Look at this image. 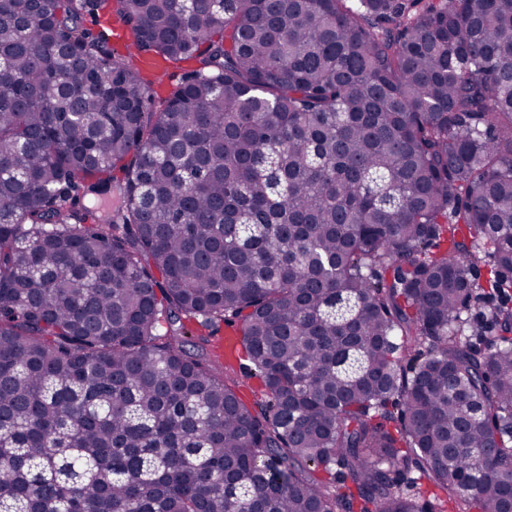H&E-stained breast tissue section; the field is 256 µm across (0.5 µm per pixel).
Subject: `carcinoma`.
Returning a JSON list of instances; mask_svg holds the SVG:
<instances>
[{
	"label": "carcinoma",
	"instance_id": "carcinoma-1",
	"mask_svg": "<svg viewBox=\"0 0 512 512\" xmlns=\"http://www.w3.org/2000/svg\"><path fill=\"white\" fill-rule=\"evenodd\" d=\"M0 512H512V0H0Z\"/></svg>",
	"mask_w": 512,
	"mask_h": 512
}]
</instances>
